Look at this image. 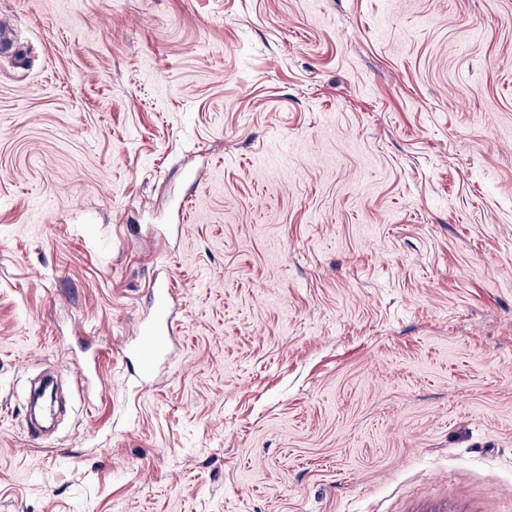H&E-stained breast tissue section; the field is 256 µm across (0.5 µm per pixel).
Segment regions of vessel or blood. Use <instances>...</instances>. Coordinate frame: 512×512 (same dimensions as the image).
Returning a JSON list of instances; mask_svg holds the SVG:
<instances>
[{
    "label": "vessel or blood",
    "mask_w": 512,
    "mask_h": 512,
    "mask_svg": "<svg viewBox=\"0 0 512 512\" xmlns=\"http://www.w3.org/2000/svg\"><path fill=\"white\" fill-rule=\"evenodd\" d=\"M153 316L145 322L134 345L141 378H151L159 361L168 354L171 342L172 325L170 316V298L172 282L170 278L154 281L152 285Z\"/></svg>",
    "instance_id": "vessel-or-blood-1"
}]
</instances>
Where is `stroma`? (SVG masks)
Returning a JSON list of instances; mask_svg holds the SVG:
<instances>
[{"label":"stroma","instance_id":"stroma-1","mask_svg":"<svg viewBox=\"0 0 512 512\" xmlns=\"http://www.w3.org/2000/svg\"><path fill=\"white\" fill-rule=\"evenodd\" d=\"M1 19L0 512H512V0ZM152 288L153 316L140 327L137 342L134 344V353L143 379L151 378L156 372L159 361L168 354L172 334L171 279L168 277L155 279Z\"/></svg>","mask_w":512,"mask_h":512}]
</instances>
